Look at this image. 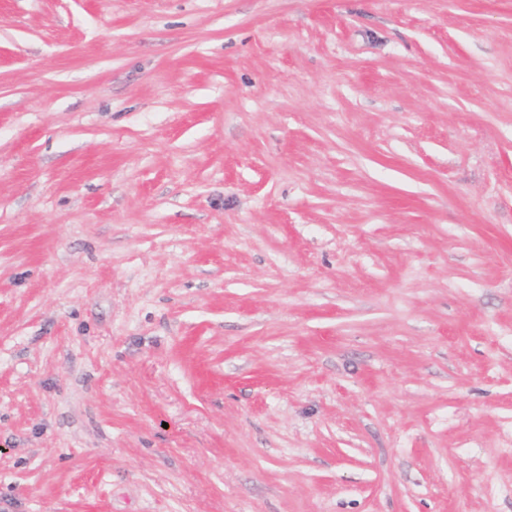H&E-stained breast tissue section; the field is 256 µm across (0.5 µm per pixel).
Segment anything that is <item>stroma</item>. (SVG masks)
<instances>
[{"instance_id": "35a3bbf8", "label": "stroma", "mask_w": 512, "mask_h": 512, "mask_svg": "<svg viewBox=\"0 0 512 512\" xmlns=\"http://www.w3.org/2000/svg\"><path fill=\"white\" fill-rule=\"evenodd\" d=\"M0 512H512V0H0Z\"/></svg>"}]
</instances>
